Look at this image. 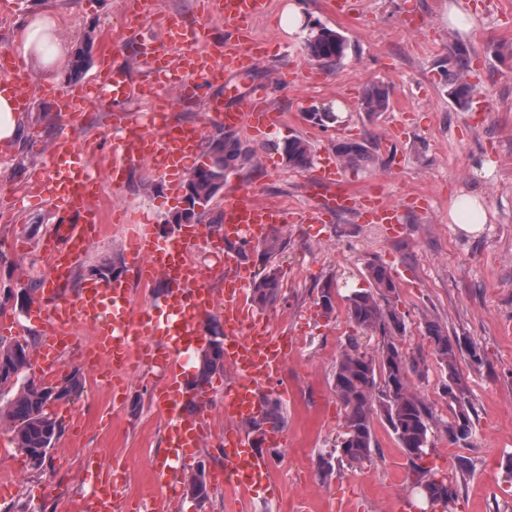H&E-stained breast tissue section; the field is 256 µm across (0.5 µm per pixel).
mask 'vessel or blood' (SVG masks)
Here are the masks:
<instances>
[{"label":"vessel or blood","instance_id":"vessel-or-blood-1","mask_svg":"<svg viewBox=\"0 0 512 512\" xmlns=\"http://www.w3.org/2000/svg\"><path fill=\"white\" fill-rule=\"evenodd\" d=\"M269 0H223L224 28L234 36L223 48L199 53L183 50L182 69L197 75L244 74L264 55L251 33V24L263 16ZM182 36L165 27L164 37L156 45L149 62L158 65L170 57L173 47H182ZM0 90L13 95L20 107H27L31 96L29 83L21 67L12 63L0 69ZM154 87H135L119 70L97 72L87 90L59 92L62 107L69 117L81 115L88 101L114 106L145 94ZM279 118L271 106L256 107L245 101L235 109H224L219 119L225 129L249 128L251 134L265 132ZM203 132L186 128L175 133H153L136 118H127L116 155V169L148 164L163 178L170 195H177L181 176L189 159L198 157ZM75 147L69 138L55 144L48 163L35 177V194L44 199L62 218L61 224L44 239L42 246L49 259V281L58 284L69 279L75 262L87 252L99 214L93 208L95 178L90 169L75 160ZM336 209L356 212L363 223L380 224L392 234L403 229L402 208L384 202L374 194L338 193ZM286 211L247 201L242 188L224 197L223 242L261 238L268 230L287 223ZM195 237L162 238L150 228L139 227L127 240L128 253L140 283L166 278L170 285L144 310L134 311L132 291L117 280L99 279L85 284L72 296L59 297L49 305L37 307L33 317L46 328V338L38 348L34 367L38 373L53 372L62 339L70 338L75 325L83 324L95 332L93 344L99 358L109 368L131 363L161 366L166 379L159 390L160 410L167 419L166 463L156 473L159 492L152 499L153 512H171L170 489L207 438L210 411L208 390H186L183 382V356L200 343L201 323L215 308L224 313V363L230 370L224 382V434L221 438L224 468L215 479L225 491L246 500L257 490L271 488L270 471L273 448L283 439L270 429L251 431L261 421L264 405L261 388L274 382L288 359V347L273 336L266 318L254 315L249 304L247 281L237 272L235 251H224L225 288L223 298L200 284V270L193 261ZM165 313V322H157L156 313ZM194 410H187V401ZM120 487L105 480L94 482L83 498L81 512H119Z\"/></svg>","mask_w":512,"mask_h":512}]
</instances>
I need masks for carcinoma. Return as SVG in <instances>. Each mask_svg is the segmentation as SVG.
Instances as JSON below:
<instances>
[{
	"label": "carcinoma",
	"instance_id": "obj_1",
	"mask_svg": "<svg viewBox=\"0 0 512 512\" xmlns=\"http://www.w3.org/2000/svg\"><path fill=\"white\" fill-rule=\"evenodd\" d=\"M347 49V40L328 28L310 33L305 41L309 60L327 69L337 66ZM471 69V59L464 48L456 47L450 51L445 81L448 96L461 110L468 108L474 93V85L467 81ZM358 106L359 111L369 116L387 111L390 106L388 88L382 83L368 86ZM282 152L294 168L306 169L312 163L310 145L302 138L288 140ZM207 156L208 162L195 168L185 182L202 206L220 192L230 172L253 159L254 150L234 135L222 134L210 139ZM336 156L346 166L367 164L375 159L374 148L353 141L337 143ZM254 250L261 255L263 267L250 283V297L257 306L267 307L279 297L280 259L286 250V242L273 234ZM365 277L370 288L345 296V308L349 320L363 335L375 337L377 344L369 351L359 342V336H351L336 358L333 386L344 407L343 450L336 451V460L350 466H361L372 460L375 448L373 422L374 417L379 416L391 428L403 450H420V455L408 459V480L415 496L440 512H458L459 493L453 476L428 465L424 457L431 434L441 429L450 435L461 419L466 426L451 442L473 445L470 392L457 368L458 359L463 355L460 337L448 336V328L434 319L424 322L426 337L445 373L443 393L455 405L453 418L444 421L437 417L409 381V373L419 372V366L407 358L400 344L406 333V323L401 312L391 304L397 296V286L390 271L371 261L365 265ZM30 358L28 341L5 342L0 339V396H8L6 406L0 408V418L5 417L13 424L15 447L26 457L29 466L38 470L61 431L59 420L50 410L52 402L69 401L84 387V381L75 370L57 384L37 383L27 377V371L31 369ZM223 368V350L206 349L201 356L195 384L208 382ZM267 405L265 423L275 427L283 424L285 416L279 400L269 397ZM203 472L200 463L185 478L188 493L196 499L209 497Z\"/></svg>",
	"mask_w": 512,
	"mask_h": 512
}]
</instances>
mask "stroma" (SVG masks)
Masks as SVG:
<instances>
[{"mask_svg":"<svg viewBox=\"0 0 512 512\" xmlns=\"http://www.w3.org/2000/svg\"><path fill=\"white\" fill-rule=\"evenodd\" d=\"M458 4L468 16L469 32L449 27L447 5ZM298 9L294 29L281 24L289 9ZM58 20V39L70 56L88 47L82 74L71 77L68 60L46 64L23 58L19 37L25 20L36 12ZM176 16L187 25L205 27L212 46L227 38L223 19L204 12L201 0H152L146 16L129 13L123 0H0V58L22 59L30 81L31 101L23 114L22 133L11 147L0 148V293L12 298L0 312V338L28 340L39 347L41 325L29 310L45 301L48 266L41 242L61 218L45 204L14 194L31 178L61 136L77 145H93L86 161L98 182L93 206L101 216V233L74 267L59 294L76 292L94 270L118 264L133 290L135 308L146 307L164 291L165 280L142 286L124 257V239L132 223L153 224L156 234L177 237L172 217L179 200L146 166L128 168L120 183L112 181L113 149L128 116L148 121L152 102L140 97L121 107L98 104L78 119L60 112L51 89L84 86L103 65L121 68L134 83L150 79L147 57L164 33V20ZM341 32L348 50L334 69L318 68L314 84L298 75L308 59V34L321 27ZM254 37L268 45L264 61L229 83L203 85L192 97L175 100L173 121L199 124L205 138L222 134L209 106L213 100L236 106L249 92L266 88L279 122L261 136L239 132L256 157L231 172L227 185L254 192L259 203L298 209L326 205L337 186L374 189L390 201L422 198L426 207L404 211V229L391 237L380 227L359 223L355 214L331 212L327 223L288 224L280 235L284 253L278 300L263 309L278 336L296 345L269 393L286 416L281 427L287 445L275 463L274 495L256 493L242 512H403L411 494L408 460L383 422H375L378 450L360 467L336 465L334 446L343 431L344 408L332 374L336 358L355 328L347 319L345 297L368 288L365 264L387 266L396 282L397 309L407 326L402 347L420 364L409 379L433 410L451 419L452 406L442 392L445 374L425 335L424 322L437 320L449 335L468 338L485 353L477 366L461 359L458 370L471 393L475 439L472 447L434 432L427 459L452 471L459 488L458 512H512V479L503 465L512 457V0H359L352 16L338 15L334 0H271L253 25ZM463 46L471 56V83L477 92L470 110L456 107L447 94L442 67L448 51ZM390 90L387 112L367 116L357 103L373 83ZM233 93H226V86ZM331 105L339 123H309V110ZM300 137L313 158L335 153L341 141L371 140L376 160L342 170L340 185L323 184L312 170L288 165L282 147ZM482 196L488 221L468 234L451 224L450 203L461 196ZM331 284L337 297L333 314H325L319 290ZM93 331L76 327L59 356L62 374L79 371L84 389L63 403L62 432L42 469L11 460L0 462V477L13 480L16 491L0 497V512H73L95 473L89 459L124 481L126 507L138 512L150 502L152 470L165 455V418L155 405L160 368L133 369L109 381L99 376L83 354ZM334 462L331 477H322L320 460ZM466 469H459V460Z\"/></svg>","mask_w":512,"mask_h":512,"instance_id":"35a3bbf8","label":"stroma"}]
</instances>
